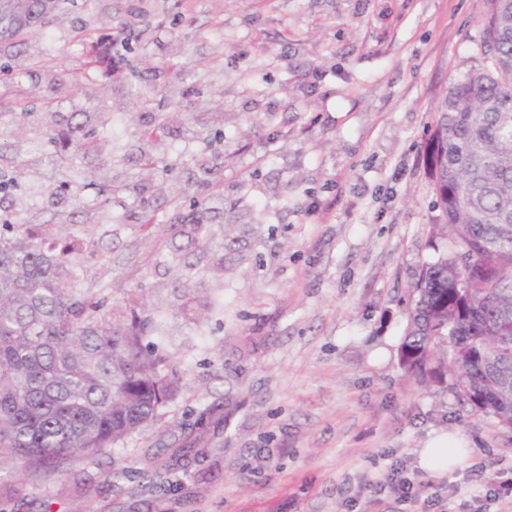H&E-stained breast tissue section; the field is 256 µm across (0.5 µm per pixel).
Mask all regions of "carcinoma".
<instances>
[{"label":"carcinoma","instance_id":"cac0c4a2","mask_svg":"<svg viewBox=\"0 0 512 512\" xmlns=\"http://www.w3.org/2000/svg\"><path fill=\"white\" fill-rule=\"evenodd\" d=\"M481 55L454 78L436 107L428 164L431 236L448 242L407 288L399 345L404 370L427 390L451 393L468 414L493 421L512 451V0H486ZM138 162L155 175L157 133L166 112L147 113ZM110 113L73 112L72 141L99 149L86 127ZM103 206L155 223L145 185H96ZM174 222L198 237L223 212L200 198ZM224 225V262L243 256L236 222ZM72 241L50 224L0 225V461L39 474L101 452L158 421L179 385L141 297L121 305L111 289L92 299L77 288Z\"/></svg>","mask_w":512,"mask_h":512}]
</instances>
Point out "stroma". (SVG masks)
Masks as SVG:
<instances>
[{"label": "stroma", "instance_id": "obj_1", "mask_svg": "<svg viewBox=\"0 0 512 512\" xmlns=\"http://www.w3.org/2000/svg\"><path fill=\"white\" fill-rule=\"evenodd\" d=\"M485 0H61L38 30L0 43V171L16 176L11 219L85 225L84 292L140 289L179 364L167 415L123 444L35 477L0 463V512H412L373 482L401 469L426 512H512L498 429L400 364L402 298L433 250L426 156L435 107L479 55ZM124 42L120 80L86 79L87 53ZM192 116L163 137L156 223L92 205L88 176L134 177L138 117ZM61 112L100 103L104 143L85 154L35 136L17 101ZM206 159L209 173L196 162ZM273 228L215 269L224 226L188 240L171 216L190 197ZM196 265L182 288L173 249ZM241 367L233 381L225 363ZM237 408H223L225 396ZM216 406L215 415L198 413ZM435 438L470 449L442 473L420 465Z\"/></svg>", "mask_w": 512, "mask_h": 512}]
</instances>
